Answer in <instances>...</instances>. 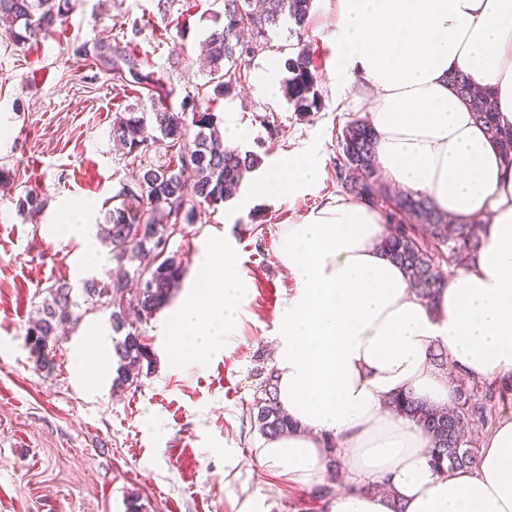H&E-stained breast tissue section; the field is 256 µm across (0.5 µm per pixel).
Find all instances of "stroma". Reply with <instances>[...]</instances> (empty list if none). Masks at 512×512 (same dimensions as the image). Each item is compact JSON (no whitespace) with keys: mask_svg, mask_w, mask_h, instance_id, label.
<instances>
[{"mask_svg":"<svg viewBox=\"0 0 512 512\" xmlns=\"http://www.w3.org/2000/svg\"><path fill=\"white\" fill-rule=\"evenodd\" d=\"M334 0H314L302 36L273 34L250 68L283 65L298 45L313 55L323 106L297 112L286 96L266 98L247 78L230 96H214L200 46L224 0H75L66 21L27 44L0 29V512H125L139 493L148 512H321L306 505L308 488L247 464L261 438L252 433L248 407L257 366L272 364V338L294 282L278 257L285 225L341 194L334 162L344 127L363 114L356 93L328 77ZM102 40L125 48L156 72L180 110L186 95L202 109L235 112L244 147L268 168L285 152L312 150L323 177L294 201H260L247 210L229 200L198 208L193 223L174 235L169 252L185 268L182 288L203 281L197 261L208 246L229 242L248 281L238 334L221 349L194 360L177 350L159 312L145 327L154 352L150 373L137 387L118 390L112 375H79L73 356L94 338L111 342L109 315L91 311L67 330L53 352L54 368L36 367L24 343L36 303L56 281L81 288L110 263L98 247L86 263L85 241L64 239L71 209L88 202L83 223H104L112 197L132 182L142 162L175 164L163 145L141 160L116 150L112 122L129 108L147 112L146 90L121 83L79 54ZM45 198L36 217L21 213L29 193ZM228 448L242 461L229 466Z\"/></svg>","mask_w":512,"mask_h":512,"instance_id":"obj_1","label":"stroma"}]
</instances>
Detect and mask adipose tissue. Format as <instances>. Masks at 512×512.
Instances as JSON below:
<instances>
[{
    "label": "adipose tissue",
    "instance_id": "ef3b65f1",
    "mask_svg": "<svg viewBox=\"0 0 512 512\" xmlns=\"http://www.w3.org/2000/svg\"><path fill=\"white\" fill-rule=\"evenodd\" d=\"M333 76L355 85L370 114L384 180L462 220H485L472 261L433 300L410 288L382 250V214L339 195L281 234L295 282L278 318L277 400L297 431L264 441L254 459L303 487L324 480L335 440L345 488L329 512H512V416L484 435L470 467L436 470L421 427L395 416L399 394L444 407L456 377L512 375V166L448 84L462 73L491 91L512 124V0H335ZM321 178L310 151L282 156L244 196L296 198ZM202 288L167 323L188 356L237 334L248 283L216 245ZM450 371L436 368L435 349Z\"/></svg>",
    "mask_w": 512,
    "mask_h": 512
}]
</instances>
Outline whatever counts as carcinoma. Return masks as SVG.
<instances>
[{"mask_svg":"<svg viewBox=\"0 0 512 512\" xmlns=\"http://www.w3.org/2000/svg\"><path fill=\"white\" fill-rule=\"evenodd\" d=\"M313 0H224V22L216 25L205 40L209 83L218 97L231 95L246 78L249 57L262 51L269 33L285 24L305 29ZM71 0H0V26L7 27L18 42H29L53 29L71 10ZM118 81L131 76L154 99L163 89L162 78L142 73L137 59L109 43L81 47ZM288 78L284 92L298 112L321 107L318 78L312 60L304 51L285 61ZM451 89L474 104L476 120L486 129L503 158L512 163V127L500 125L491 93L471 89L464 75L448 77ZM112 140L126 154L144 155L158 142L180 146L178 164L166 167L145 165L137 180L122 186L105 223L99 225L101 243L119 274L108 281L95 276L83 281L84 302L109 309L112 331L123 338L113 348L117 358L118 388L138 386L143 370H151L153 352L142 325L148 323L170 301L184 269L175 254L166 253L169 239L178 227L191 224L196 208L228 200L256 170L258 156L250 151L224 146L220 121L211 112L200 111L193 99L182 102L175 112L164 102L153 103L149 112H125L112 124ZM342 153L336 158L335 173L342 191L380 210L388 226L381 247L399 265L412 288L430 300L442 287L445 274L441 259L461 262L475 253L481 239L473 224H451L425 198L392 190L384 183L376 159V136L369 122L354 121L343 129ZM73 288L56 281L45 289L38 316L25 330V344L36 366L53 368L51 351L65 329L78 324L79 304ZM258 379L248 408L251 429L275 439L290 428L288 415L277 405V382L273 368L256 369ZM512 401V375L498 381H469L459 384L455 405L438 408L408 395L391 400L393 412L417 423L431 443V461L462 467L474 464L476 436L493 421L492 407Z\"/></svg>","mask_w":512,"mask_h":512,"instance_id":"cac0c4a2","label":"carcinoma"}]
</instances>
